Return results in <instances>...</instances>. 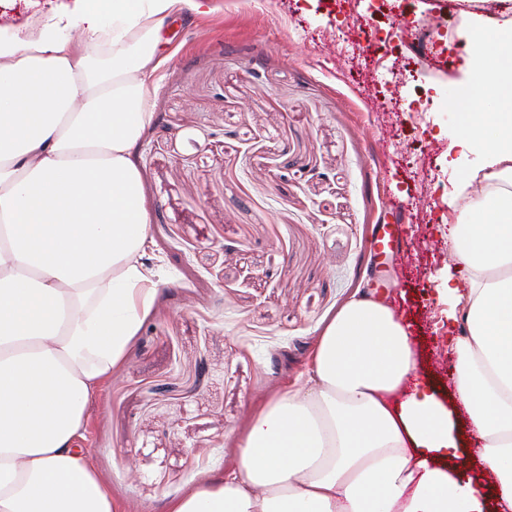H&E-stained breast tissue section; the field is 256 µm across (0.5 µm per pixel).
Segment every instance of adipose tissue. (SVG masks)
<instances>
[{
  "instance_id": "obj_1",
  "label": "adipose tissue",
  "mask_w": 512,
  "mask_h": 512,
  "mask_svg": "<svg viewBox=\"0 0 512 512\" xmlns=\"http://www.w3.org/2000/svg\"><path fill=\"white\" fill-rule=\"evenodd\" d=\"M203 0H63L38 33H0V512H121L88 462L87 410L111 382L164 278L129 152L151 123L167 20ZM469 60L483 95L512 88ZM456 144L481 155L448 246L455 410L419 378L408 325L357 293L305 372L258 412L236 466L167 512H485L482 485L440 468L459 447L512 512V112H464ZM479 198H471L474 183Z\"/></svg>"
}]
</instances>
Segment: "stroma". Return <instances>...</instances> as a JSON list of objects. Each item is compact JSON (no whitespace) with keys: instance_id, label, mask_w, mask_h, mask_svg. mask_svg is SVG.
<instances>
[{"instance_id":"35a3bbf8","label":"stroma","mask_w":512,"mask_h":512,"mask_svg":"<svg viewBox=\"0 0 512 512\" xmlns=\"http://www.w3.org/2000/svg\"><path fill=\"white\" fill-rule=\"evenodd\" d=\"M170 23L152 122L131 151L170 281L89 411L91 463L124 512H166L234 467L253 416L328 322L375 286L394 200L404 259L381 298L452 403L448 226L459 0H208ZM376 30L359 40L361 25ZM448 43L432 57L433 42Z\"/></svg>"}]
</instances>
